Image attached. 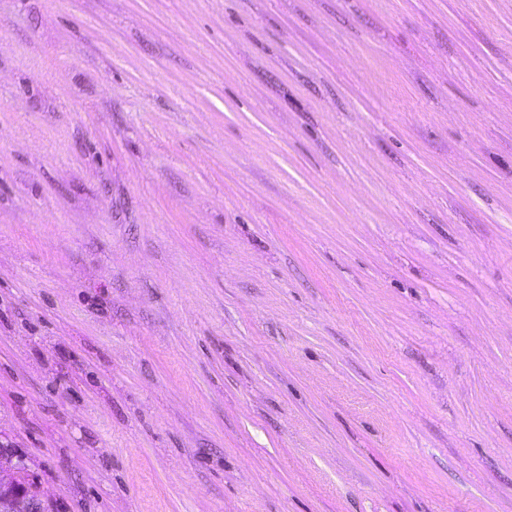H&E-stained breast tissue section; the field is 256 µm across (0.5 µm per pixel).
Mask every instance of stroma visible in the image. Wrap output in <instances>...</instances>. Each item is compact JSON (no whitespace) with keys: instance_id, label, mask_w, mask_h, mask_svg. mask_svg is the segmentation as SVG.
<instances>
[{"instance_id":"obj_1","label":"stroma","mask_w":512,"mask_h":512,"mask_svg":"<svg viewBox=\"0 0 512 512\" xmlns=\"http://www.w3.org/2000/svg\"><path fill=\"white\" fill-rule=\"evenodd\" d=\"M0 445L53 512H512V0H0Z\"/></svg>"}]
</instances>
